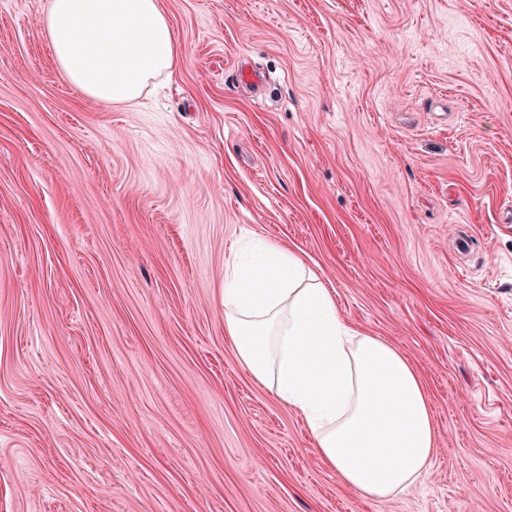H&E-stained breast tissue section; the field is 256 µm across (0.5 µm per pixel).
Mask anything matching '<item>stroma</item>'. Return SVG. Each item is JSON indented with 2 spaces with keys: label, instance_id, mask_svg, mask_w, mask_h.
Returning <instances> with one entry per match:
<instances>
[{
  "label": "stroma",
  "instance_id": "stroma-1",
  "mask_svg": "<svg viewBox=\"0 0 512 512\" xmlns=\"http://www.w3.org/2000/svg\"><path fill=\"white\" fill-rule=\"evenodd\" d=\"M161 2L178 68L129 109L0 0V512H512V0ZM253 237L418 370L421 483L365 502L241 367Z\"/></svg>",
  "mask_w": 512,
  "mask_h": 512
}]
</instances>
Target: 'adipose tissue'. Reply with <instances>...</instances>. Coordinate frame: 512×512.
Wrapping results in <instances>:
<instances>
[{
	"label": "adipose tissue",
	"instance_id": "ef3b65f1",
	"mask_svg": "<svg viewBox=\"0 0 512 512\" xmlns=\"http://www.w3.org/2000/svg\"><path fill=\"white\" fill-rule=\"evenodd\" d=\"M40 35L68 85L138 104L172 78L179 45L160 0H47ZM224 331L254 380L304 418L342 485L384 502L422 481L436 450L430 395L390 342L350 326L295 252L269 241L224 272Z\"/></svg>",
	"mask_w": 512,
	"mask_h": 512
}]
</instances>
